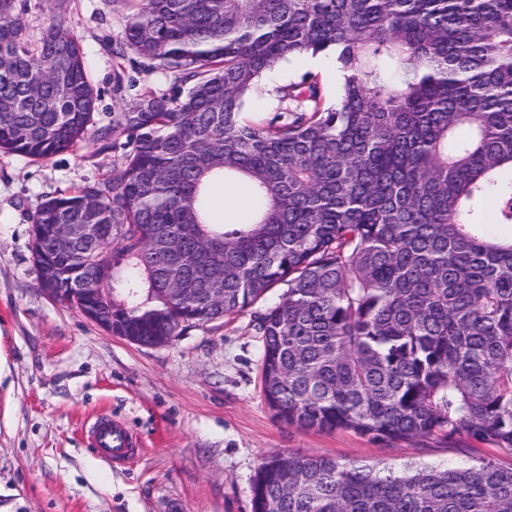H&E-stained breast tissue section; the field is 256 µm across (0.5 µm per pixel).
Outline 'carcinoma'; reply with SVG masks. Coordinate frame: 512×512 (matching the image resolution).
I'll return each mask as SVG.
<instances>
[{
  "mask_svg": "<svg viewBox=\"0 0 512 512\" xmlns=\"http://www.w3.org/2000/svg\"><path fill=\"white\" fill-rule=\"evenodd\" d=\"M115 54L183 74L172 100L118 113L124 161L44 201L31 251L43 288H109L112 334L142 345L241 312L259 317L264 399L280 421L374 440L465 436L512 452V0H135ZM0 0V152L85 143L98 91L79 38H29ZM335 54L278 87L299 112L249 117L279 63ZM247 182L242 224L208 190ZM56 224L112 240L49 250ZM252 512H512V466L263 458Z\"/></svg>",
  "mask_w": 512,
  "mask_h": 512,
  "instance_id": "carcinoma-1",
  "label": "carcinoma"
}]
</instances>
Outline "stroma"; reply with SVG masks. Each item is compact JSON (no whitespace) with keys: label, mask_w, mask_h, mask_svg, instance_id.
Returning a JSON list of instances; mask_svg holds the SVG:
<instances>
[{"label":"stroma","mask_w":512,"mask_h":512,"mask_svg":"<svg viewBox=\"0 0 512 512\" xmlns=\"http://www.w3.org/2000/svg\"><path fill=\"white\" fill-rule=\"evenodd\" d=\"M26 9L31 38L49 13L80 37L99 92L98 126H111L114 113L145 95L181 90L177 72L160 61L113 55L133 14L130 0H26ZM308 71L335 98L342 80L332 61L304 59L265 75L245 112L275 111L273 89ZM123 143L93 140L45 161L0 153V512H252L262 458L288 450L366 463L512 464V453L464 438L375 441L275 418L262 395L257 317L280 288L153 347L103 331L40 288L30 248L35 211L105 177L122 161ZM100 415L130 430L137 455L117 463L98 453L89 428Z\"/></svg>","instance_id":"obj_1"}]
</instances>
